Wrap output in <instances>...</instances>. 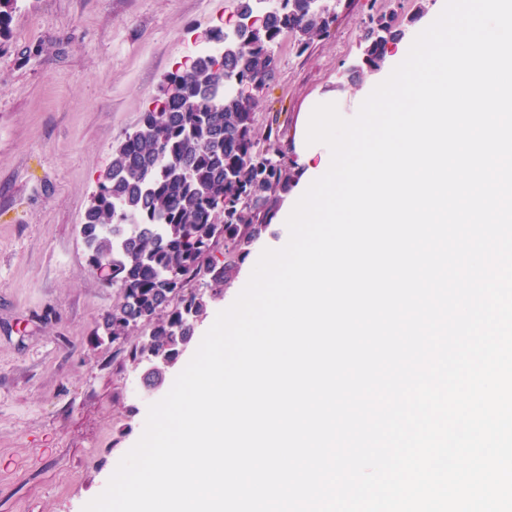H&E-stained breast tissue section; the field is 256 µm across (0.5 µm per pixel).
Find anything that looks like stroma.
Instances as JSON below:
<instances>
[{"label":"stroma","instance_id":"obj_1","mask_svg":"<svg viewBox=\"0 0 512 512\" xmlns=\"http://www.w3.org/2000/svg\"><path fill=\"white\" fill-rule=\"evenodd\" d=\"M438 0H324L330 32L299 49L274 48L259 92L255 132L289 141L296 116L319 95L349 111L367 89L353 74L370 16L393 17L416 37ZM232 0H19L0 46V512H83L140 439L151 404L177 376L144 387L111 342H95L115 290L91 270L83 214L112 152L153 107L163 77L194 56ZM269 225L198 328L239 295Z\"/></svg>","mask_w":512,"mask_h":512}]
</instances>
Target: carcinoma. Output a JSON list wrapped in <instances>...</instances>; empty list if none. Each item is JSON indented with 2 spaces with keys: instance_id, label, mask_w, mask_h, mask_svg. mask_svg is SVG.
<instances>
[{
  "instance_id": "obj_1",
  "label": "carcinoma",
  "mask_w": 512,
  "mask_h": 512,
  "mask_svg": "<svg viewBox=\"0 0 512 512\" xmlns=\"http://www.w3.org/2000/svg\"><path fill=\"white\" fill-rule=\"evenodd\" d=\"M17 4L0 0V44ZM392 22L370 19L367 67H379L397 40ZM332 23L314 0H283L223 60L198 56L165 75L154 108L113 151L82 222L91 267L106 268L102 281L116 288L95 340L122 345L133 365L150 364L147 385L180 362L295 178L288 146L270 132L255 137L258 101L226 85L273 78L281 35L299 34L304 48Z\"/></svg>"
}]
</instances>
